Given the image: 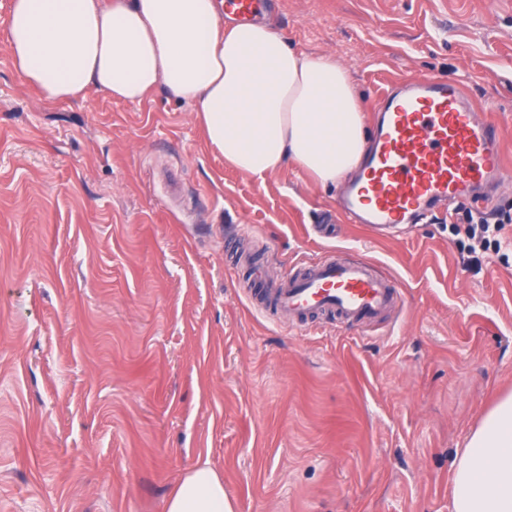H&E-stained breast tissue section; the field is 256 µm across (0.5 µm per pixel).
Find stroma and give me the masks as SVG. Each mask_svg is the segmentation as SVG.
<instances>
[{
	"label": "stroma",
	"instance_id": "stroma-1",
	"mask_svg": "<svg viewBox=\"0 0 512 512\" xmlns=\"http://www.w3.org/2000/svg\"><path fill=\"white\" fill-rule=\"evenodd\" d=\"M0 0V512H165L193 467L235 512H450L453 464L512 392L502 253L465 263L455 206L372 234L290 165H225L191 105L50 101L14 72ZM286 42L346 66L368 123L405 79L492 104L512 162V0H272ZM328 255L395 283L358 329L255 308Z\"/></svg>",
	"mask_w": 512,
	"mask_h": 512
}]
</instances>
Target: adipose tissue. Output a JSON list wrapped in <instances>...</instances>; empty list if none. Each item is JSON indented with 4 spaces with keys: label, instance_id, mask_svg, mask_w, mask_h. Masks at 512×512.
Masks as SVG:
<instances>
[{
    "label": "adipose tissue",
    "instance_id": "1",
    "mask_svg": "<svg viewBox=\"0 0 512 512\" xmlns=\"http://www.w3.org/2000/svg\"><path fill=\"white\" fill-rule=\"evenodd\" d=\"M22 80L52 100L88 92L138 102L155 89L193 105L209 143L262 180L293 164L321 185L355 172L369 147L348 70L290 47L265 22L224 20V0H11L6 42ZM453 512H512V394L471 434ZM166 512H233L210 465L187 473Z\"/></svg>",
    "mask_w": 512,
    "mask_h": 512
}]
</instances>
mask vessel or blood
I'll use <instances>...</instances> for the list:
<instances>
[{
  "instance_id": "obj_1",
  "label": "vessel or blood",
  "mask_w": 512,
  "mask_h": 512,
  "mask_svg": "<svg viewBox=\"0 0 512 512\" xmlns=\"http://www.w3.org/2000/svg\"><path fill=\"white\" fill-rule=\"evenodd\" d=\"M266 6L267 0H224L225 13L240 22L256 20ZM376 110L369 156L338 199L345 217L369 229L413 223L442 202L482 205L487 188L512 175L502 123L477 112L463 83L413 78L381 97ZM394 295L372 264L330 256L259 293L269 309L292 319L326 313L351 326L390 309Z\"/></svg>"
}]
</instances>
